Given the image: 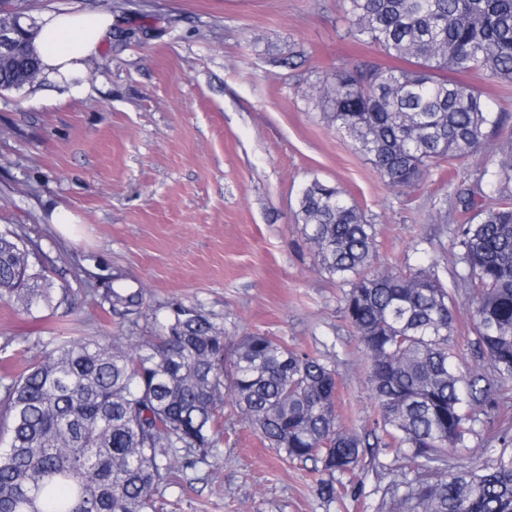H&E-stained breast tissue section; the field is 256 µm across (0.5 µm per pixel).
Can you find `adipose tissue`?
I'll return each mask as SVG.
<instances>
[{
  "mask_svg": "<svg viewBox=\"0 0 512 512\" xmlns=\"http://www.w3.org/2000/svg\"><path fill=\"white\" fill-rule=\"evenodd\" d=\"M111 37L110 13H44L34 39L42 63V79L79 92L88 63Z\"/></svg>",
  "mask_w": 512,
  "mask_h": 512,
  "instance_id": "adipose-tissue-1",
  "label": "adipose tissue"
}]
</instances>
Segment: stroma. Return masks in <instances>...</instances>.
<instances>
[{
	"label": "stroma",
	"instance_id": "stroma-1",
	"mask_svg": "<svg viewBox=\"0 0 512 512\" xmlns=\"http://www.w3.org/2000/svg\"><path fill=\"white\" fill-rule=\"evenodd\" d=\"M27 14L107 11L112 38L79 96L46 83L0 92V232L18 234L67 310L0 301V362L20 372L43 342L135 332L97 305L113 275L145 288L153 310L200 307L226 340L263 333L334 361L337 410L369 433L379 410L369 359L346 321V285L302 234L299 197L318 180L355 201L376 228L379 263L426 270L445 286L459 266L457 191L478 189L512 140V83L451 73L505 120L473 153L433 168L416 187H389L369 156L309 95L339 68L396 59L359 41L343 0H24ZM77 223L64 236L57 208ZM474 303L455 294L464 367L488 371L472 331ZM455 466L480 464L512 428V395L489 407ZM218 455L155 494L157 512H392L386 491L410 465L368 449L360 479L322 499L312 463L286 459L224 409Z\"/></svg>",
	"mask_w": 512,
	"mask_h": 512
}]
</instances>
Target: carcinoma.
Here are the masks:
<instances>
[{
    "mask_svg": "<svg viewBox=\"0 0 512 512\" xmlns=\"http://www.w3.org/2000/svg\"><path fill=\"white\" fill-rule=\"evenodd\" d=\"M358 40L413 61L411 70L338 69L313 90L327 119L370 157L384 181L408 188L434 163L475 150L501 125L476 86L442 72L512 80V0H344ZM34 32L0 58V90L34 86ZM512 144L486 183L493 205L458 225L463 270L454 288L421 271L375 267V228L319 180L299 199L302 233L321 269L349 285L344 313L370 360L380 420L365 436L337 415L336 364L260 333L226 350L224 327L172 301L150 336H73L12 376L0 399V512H154V495L218 450V410L288 458L314 463L318 490L358 477L368 448H399L414 469L389 489L399 512H512V451L448 465L475 432L479 409L512 382ZM13 232L0 233V300L29 311L61 306ZM475 299L472 330L493 370L462 369L455 289ZM98 303L133 325L147 292L118 283Z\"/></svg>",
    "mask_w": 512,
    "mask_h": 512,
    "instance_id": "obj_1",
    "label": "carcinoma"
}]
</instances>
